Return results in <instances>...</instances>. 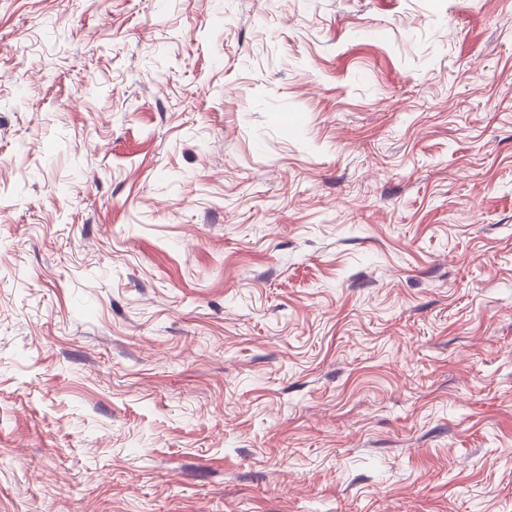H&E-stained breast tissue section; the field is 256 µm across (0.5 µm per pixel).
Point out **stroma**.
<instances>
[{
    "label": "stroma",
    "mask_w": 512,
    "mask_h": 512,
    "mask_svg": "<svg viewBox=\"0 0 512 512\" xmlns=\"http://www.w3.org/2000/svg\"><path fill=\"white\" fill-rule=\"evenodd\" d=\"M0 512H512V0H0Z\"/></svg>",
    "instance_id": "stroma-1"
}]
</instances>
